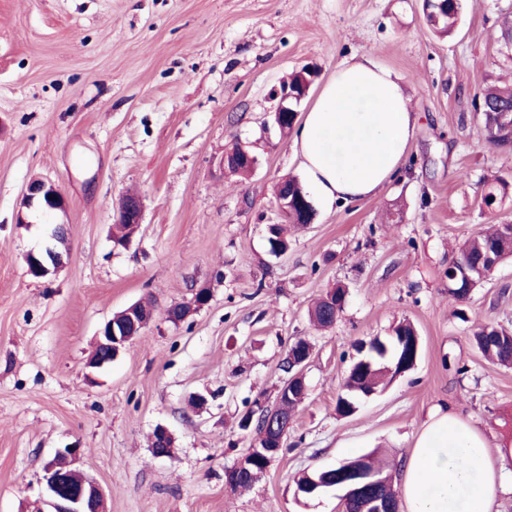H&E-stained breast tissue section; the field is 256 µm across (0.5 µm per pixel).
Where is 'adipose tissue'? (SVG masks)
Instances as JSON below:
<instances>
[{
    "mask_svg": "<svg viewBox=\"0 0 512 512\" xmlns=\"http://www.w3.org/2000/svg\"><path fill=\"white\" fill-rule=\"evenodd\" d=\"M418 122L399 75L366 56L345 62L292 139L315 203L329 210L378 196L402 172ZM506 454L472 419L433 407L405 467L404 512H493L512 488Z\"/></svg>",
    "mask_w": 512,
    "mask_h": 512,
    "instance_id": "1",
    "label": "adipose tissue"
}]
</instances>
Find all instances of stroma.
<instances>
[{
  "label": "stroma",
  "instance_id": "obj_1",
  "mask_svg": "<svg viewBox=\"0 0 512 512\" xmlns=\"http://www.w3.org/2000/svg\"><path fill=\"white\" fill-rule=\"evenodd\" d=\"M507 20L512 0H465L447 37L422 0H0V512H35L44 464L71 445L107 512H341L342 489L303 496L296 478L375 451L401 480L432 405L492 444L512 439V366L472 342L482 325L512 328V260L467 302L448 296L462 243L512 224V151L487 142L475 112L487 86H512ZM355 55L401 75L420 114L405 167L378 197L285 224L274 187L302 173L270 120L276 95L314 69L307 111ZM236 144L257 157L252 175L225 169ZM35 177L65 210L24 207ZM127 193L143 221L121 247L113 213ZM280 223L289 245L275 256L267 227ZM58 224L62 267L29 275L27 254L52 246ZM337 284L343 310L318 329L308 310ZM202 288L209 301L193 307ZM147 296L154 320L88 370L103 324ZM186 303L184 320L167 319ZM402 322L420 338L414 368L337 415L358 343ZM299 338L308 392L285 447L230 489L224 471L253 442L239 418L275 403ZM160 425L175 446L158 458Z\"/></svg>",
  "mask_w": 512,
  "mask_h": 512
}]
</instances>
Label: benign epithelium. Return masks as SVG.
I'll list each match as a JSON object with an SVG mask.
<instances>
[{
    "label": "benign epithelium",
    "mask_w": 512,
    "mask_h": 512,
    "mask_svg": "<svg viewBox=\"0 0 512 512\" xmlns=\"http://www.w3.org/2000/svg\"><path fill=\"white\" fill-rule=\"evenodd\" d=\"M298 84L290 89L283 87L278 94V103L271 112V121L280 131H288L289 119H297L298 107L306 97L314 77L309 75V69H300L297 73ZM275 197L283 212L295 210L303 206L302 213L306 222H311L314 209L309 203L299 184L288 188L282 181L275 186ZM24 206L38 207L47 211L63 210L66 206L64 195L56 186L40 178L31 180L26 188ZM142 204L138 198L124 196L118 204L116 223L140 224L142 223ZM28 272L36 278H43L56 271L61 262L58 254L51 252L47 255L31 252L27 255ZM155 314V305L152 299L143 298L137 301L126 312L127 320L116 324L110 319L105 322L99 331L97 341L98 352L91 357L87 367L101 369L119 355L126 347L130 338L138 336L148 327ZM308 359V352L293 346L290 348L289 376L278 391V399H291L295 394H305L304 369ZM264 423L260 436L236 462L224 471L225 483L232 486L243 475H254V468L262 464L266 469L279 455L284 447V440L288 435L289 422L273 411L263 416ZM79 457L77 448H60L52 460L43 466L40 482L44 488V501L50 506V512H105V495L103 490L88 478L74 484L70 473L63 471L58 461L64 460L70 467H75ZM375 482L374 473L365 469L361 464L346 467L342 470H329L323 474V479L315 481L316 485L335 484L336 487L346 490V495L354 496L365 492Z\"/></svg>",
    "instance_id": "obj_1"
}]
</instances>
